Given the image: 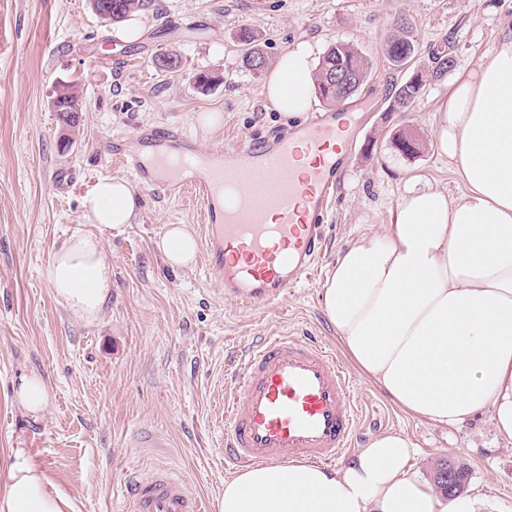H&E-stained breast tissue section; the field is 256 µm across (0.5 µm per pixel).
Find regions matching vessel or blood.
<instances>
[{
	"label": "vessel or blood",
	"instance_id": "1",
	"mask_svg": "<svg viewBox=\"0 0 512 512\" xmlns=\"http://www.w3.org/2000/svg\"><path fill=\"white\" fill-rule=\"evenodd\" d=\"M353 111L311 113L235 150L199 149L179 126L142 125L112 149L140 189L191 195L203 261L224 293L277 304L318 267L324 220L358 144ZM218 461L230 471L288 461L333 464L354 447L358 409L343 364L304 336L275 332L227 373ZM129 512H209L167 468L125 483Z\"/></svg>",
	"mask_w": 512,
	"mask_h": 512
}]
</instances>
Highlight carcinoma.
Segmentation results:
<instances>
[{"label": "carcinoma", "instance_id": "cac0c4a2", "mask_svg": "<svg viewBox=\"0 0 512 512\" xmlns=\"http://www.w3.org/2000/svg\"><path fill=\"white\" fill-rule=\"evenodd\" d=\"M154 0H117L116 7L112 8V14L99 15V18L120 25L128 18L138 12H146L153 9ZM239 41L243 46L242 63L250 72L259 65L267 64L265 54L261 47L256 43L255 36L248 29H243L239 33ZM416 45L415 40L411 38L408 32L404 31L400 35L392 38L386 49L388 61L397 69H404L406 65L415 59ZM368 63L352 47V45L340 41L329 47L324 53L322 59L315 67V93L328 105H338L347 98L336 91V88L328 84L327 77L329 73L344 71L351 78L350 95H355L364 84L368 74ZM422 90L421 83H414L408 79L395 86L392 93L393 110L397 112H408L413 107ZM82 108V105L76 97L71 94L63 95V98L57 100L56 112L59 121L69 127H76L73 114L76 109Z\"/></svg>", "mask_w": 512, "mask_h": 512}]
</instances>
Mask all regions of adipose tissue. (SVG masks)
<instances>
[{"mask_svg": "<svg viewBox=\"0 0 512 512\" xmlns=\"http://www.w3.org/2000/svg\"><path fill=\"white\" fill-rule=\"evenodd\" d=\"M313 56L283 54L262 94L285 119L314 95ZM440 152L464 186L458 196L407 191L382 234L336 258L322 285L323 313L344 353L405 413L456 426L491 409L512 440V29L460 75L436 111ZM129 183L99 179L82 198L89 232L72 234L45 277L78 316L92 320L112 288L99 235L131 224ZM172 267L194 263L198 242L182 224L158 242ZM403 434L375 437L337 470L258 465L224 483L218 512H476L470 494L449 499L410 472ZM0 512H72L44 470L16 449L0 469Z\"/></svg>", "mask_w": 512, "mask_h": 512, "instance_id": "obj_1", "label": "adipose tissue"}]
</instances>
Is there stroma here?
Listing matches in <instances>:
<instances>
[{"mask_svg": "<svg viewBox=\"0 0 512 512\" xmlns=\"http://www.w3.org/2000/svg\"><path fill=\"white\" fill-rule=\"evenodd\" d=\"M131 21L138 36L127 41L89 0H0V463L24 449L73 512H122L125 474L158 467L179 473L193 494L223 493L229 473L214 443L227 365L269 331L340 350L322 312L326 275L340 250L390 223L410 187L461 191L438 151L435 111L458 71L476 66L512 27V0H157L156 12ZM401 22L416 41L415 67L430 66L436 49L456 59L455 70L428 77L409 112L389 108L391 88L410 76L385 57ZM244 28L272 65L296 43L311 44L319 57L339 41L370 64L352 98L366 119L317 271L279 305L241 309L198 265L170 268L157 248L164 225L201 224L193 199L141 190L132 224L100 235L112 290L96 319L81 318L55 296L44 269L70 235L89 231L81 210L87 189L128 176L107 142L171 122L205 150L288 127L263 98L262 79L240 64ZM170 52L180 67L157 69L154 57ZM203 71L221 73L222 83L199 91L193 77ZM61 80L83 93L75 132L63 130L51 109ZM209 112L222 113L221 125H203ZM402 131L417 139L418 153L393 145ZM30 374L49 389L37 415L14 400L16 383ZM354 394L357 447L404 433L417 446L411 471L426 482L440 460L462 456L477 512H512V442L497 434L490 411L448 427L404 414L364 378H356Z\"/></svg>", "mask_w": 512, "mask_h": 512, "instance_id": "35a3bbf8", "label": "stroma"}]
</instances>
